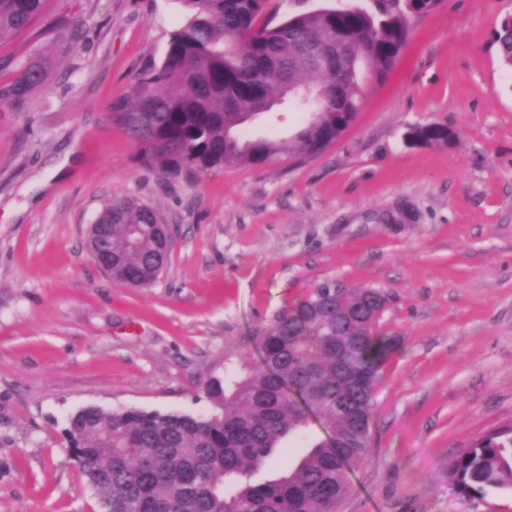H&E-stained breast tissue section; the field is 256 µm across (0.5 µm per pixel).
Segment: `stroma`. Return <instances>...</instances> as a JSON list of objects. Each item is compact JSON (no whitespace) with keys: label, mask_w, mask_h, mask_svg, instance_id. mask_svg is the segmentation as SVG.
Wrapping results in <instances>:
<instances>
[{"label":"stroma","mask_w":512,"mask_h":512,"mask_svg":"<svg viewBox=\"0 0 512 512\" xmlns=\"http://www.w3.org/2000/svg\"><path fill=\"white\" fill-rule=\"evenodd\" d=\"M60 42L46 88L0 105V512H100L63 436L95 406L194 415L203 388L257 359V327L316 284L378 288L403 346L383 370L369 454L339 512H512V491L463 494L448 474L512 427V71L493 33L512 0H441L396 66L321 151L165 178L111 104L161 62L181 0H52L0 43V77ZM445 122L447 147L410 144ZM117 194L169 224L147 288L91 260L90 224Z\"/></svg>","instance_id":"1"}]
</instances>
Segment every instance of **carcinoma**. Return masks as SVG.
Segmentation results:
<instances>
[{"mask_svg":"<svg viewBox=\"0 0 512 512\" xmlns=\"http://www.w3.org/2000/svg\"><path fill=\"white\" fill-rule=\"evenodd\" d=\"M186 24L170 34L160 64L146 66L112 102L140 160L171 177L226 166H261L288 152L313 154L353 123L370 86L382 83L408 41L411 22L441 0H368L316 9L276 27L261 22L270 0H182ZM50 0H0V41L29 30ZM512 70V17L494 32ZM50 61L31 57L0 84V103L20 106L47 85ZM306 114L291 140L246 138L242 128L277 107ZM443 123L413 127L414 144L448 146ZM106 225L113 280L147 288L164 261L161 216L115 195ZM389 297L326 280L279 312L255 338L261 359L235 378L206 385L213 410L194 416L87 406L64 429L71 457L112 512H338L349 466L364 458L383 369L403 337L378 328ZM325 438L301 455L284 446L312 423ZM284 471L253 477L276 457ZM463 492L512 490V428L476 440L449 470Z\"/></svg>","mask_w":512,"mask_h":512,"instance_id":"cac0c4a2","label":"carcinoma"}]
</instances>
